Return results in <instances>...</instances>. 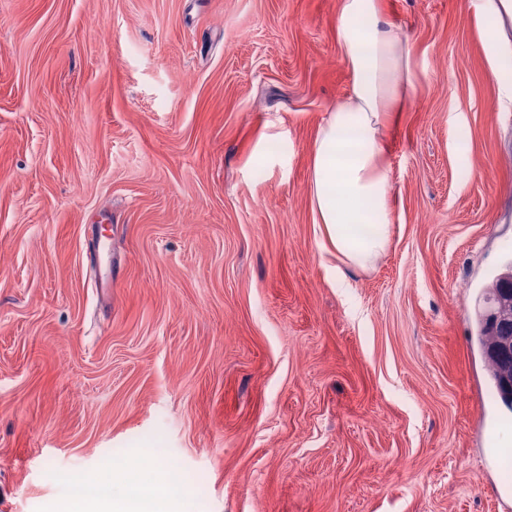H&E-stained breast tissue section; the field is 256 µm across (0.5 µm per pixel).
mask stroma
<instances>
[{"instance_id":"stroma-1","label":"stroma","mask_w":512,"mask_h":512,"mask_svg":"<svg viewBox=\"0 0 512 512\" xmlns=\"http://www.w3.org/2000/svg\"><path fill=\"white\" fill-rule=\"evenodd\" d=\"M383 6L416 93L391 244L342 279L309 192L336 0H0V512H61L115 452L182 468L169 512L512 503L471 338L512 259V114L464 0Z\"/></svg>"}]
</instances>
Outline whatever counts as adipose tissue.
Listing matches in <instances>:
<instances>
[{
	"label": "adipose tissue",
	"mask_w": 512,
	"mask_h": 512,
	"mask_svg": "<svg viewBox=\"0 0 512 512\" xmlns=\"http://www.w3.org/2000/svg\"><path fill=\"white\" fill-rule=\"evenodd\" d=\"M480 22L497 108L512 112V0H465ZM339 47L351 76L343 100L327 112L312 147L309 188L325 241L347 267L366 270L390 245L394 222L386 128L412 97V57L382 0H339ZM120 498L72 493L68 512H166L150 480L123 475Z\"/></svg>",
	"instance_id": "ef3b65f1"
}]
</instances>
